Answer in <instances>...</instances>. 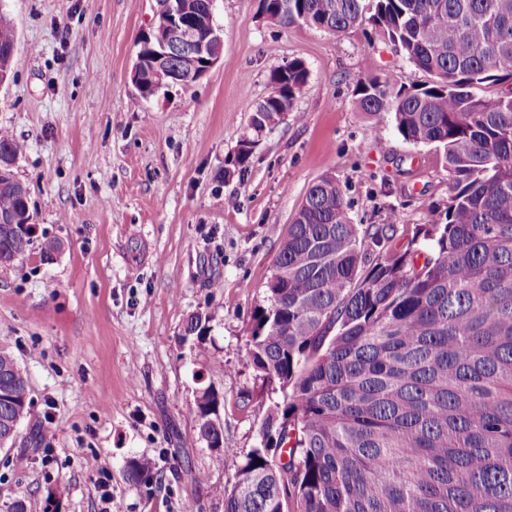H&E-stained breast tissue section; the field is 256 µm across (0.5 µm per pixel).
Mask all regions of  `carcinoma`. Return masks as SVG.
<instances>
[{
    "label": "carcinoma",
    "instance_id": "obj_1",
    "mask_svg": "<svg viewBox=\"0 0 512 512\" xmlns=\"http://www.w3.org/2000/svg\"><path fill=\"white\" fill-rule=\"evenodd\" d=\"M272 23L334 34L370 20L417 68L411 91L390 76L355 92L368 118L387 115L415 144L443 148L448 203L394 243V224L351 222L331 176L313 184L288 225L256 310L249 359L283 392L264 429L273 447L247 456L224 512H512V0H261ZM205 40L210 0H172ZM11 14L0 7V74L19 66ZM201 58L171 47L189 84ZM294 59L276 94L249 108L234 166L255 134L284 120L307 83ZM24 145L0 131V160ZM0 176V276L31 240L27 188ZM197 435L224 443L219 394L196 400ZM26 372L0 349V438L31 417ZM127 477H153L146 459Z\"/></svg>",
    "mask_w": 512,
    "mask_h": 512
}]
</instances>
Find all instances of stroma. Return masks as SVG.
<instances>
[{
    "label": "stroma",
    "instance_id": "stroma-1",
    "mask_svg": "<svg viewBox=\"0 0 512 512\" xmlns=\"http://www.w3.org/2000/svg\"><path fill=\"white\" fill-rule=\"evenodd\" d=\"M22 59L0 86V130L25 146L30 252L0 278V347L25 369L34 410L0 449V512H99L97 457L112 512H224L278 395L248 356L254 316L308 188L332 176L356 224H394L396 244L448 201L442 151L367 118L355 89L396 75L432 82L365 23L335 35L267 21L259 0H213L224 42L200 80L141 97L137 40L157 0H6ZM303 61L285 120L227 174L271 73ZM57 251L44 252L47 240ZM201 337L185 336L193 314ZM224 397V456L197 436L195 397ZM132 458L154 478L134 483ZM204 475V483L191 473ZM86 467L90 471L96 472L98 475V487L102 492L100 500L104 505L100 511L112 512V487L109 475L102 467H100L96 457L88 458L86 460Z\"/></svg>",
    "mask_w": 512,
    "mask_h": 512
}]
</instances>
